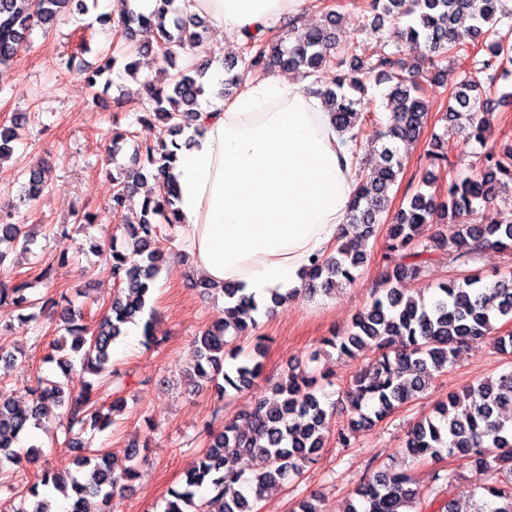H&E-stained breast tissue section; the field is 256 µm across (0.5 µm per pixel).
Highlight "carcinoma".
Segmentation results:
<instances>
[{"instance_id":"obj_1","label":"carcinoma","mask_w":512,"mask_h":512,"mask_svg":"<svg viewBox=\"0 0 512 512\" xmlns=\"http://www.w3.org/2000/svg\"><path fill=\"white\" fill-rule=\"evenodd\" d=\"M89 1L96 2L0 0V68L13 64L34 28L48 32L62 12H88ZM507 2L369 0L372 20L363 21L360 30L375 38L376 45L360 55L346 54L336 42L344 14L331 10L320 22L270 38L248 34L242 46L244 57L224 60V95L241 83L235 72L238 62L254 71L278 66L310 80L307 91L317 94L341 131L376 122L378 157L361 158V182L336 254L314 262L306 274L308 292L313 294L356 284L358 269L366 262L362 239L386 216L387 250L396 255L394 264L372 285L369 303L348 330L322 340L348 361L357 359L367 347L379 352L375 362L355 373L343 391L349 415L336 430V443L350 446L356 433L418 398L426 391L431 373L445 369L471 342L490 336L505 358L507 366L497 377L436 402L403 440L405 453L419 461L445 452L467 461L475 475V488L482 490L470 512H512V482L508 480L512 476V333L491 336L496 323L512 319V287L504 276L488 282L480 272L471 271L439 284L427 302L409 294L402 284L419 279L438 253L465 263L486 249L512 252V216L491 224L464 223L476 207L489 206L499 192L512 187V140L485 151L478 164L467 166L468 174L451 176L446 191L439 193L434 190L439 176L465 160L460 155L456 162H449L448 145L434 137L425 153L428 169L421 183L393 214L389 190L404 169L399 144L417 142L427 127L431 109L419 78L424 75L440 82L442 63H462L442 119L458 127L464 144L486 140L489 116L512 98V92L491 97L497 80L512 73V7ZM158 3L154 11L145 13L125 0L117 25L131 42L136 30L151 31L161 56L154 57V77L140 82L135 91L121 92L113 98V107L123 112L130 98H140L142 110L136 121L159 128L160 135L152 143H134L133 166L118 167L111 176L109 208L114 215L128 208L133 185L139 181L152 178L158 191L145 196L137 221L125 225L122 242L96 246L116 284L107 312L92 326L81 311L63 304L65 295L48 293L33 300L29 282L0 273V309L16 314L22 325L35 318L27 313L34 307L57 317L66 336L55 348H68L77 357L75 362L59 360L65 371L78 375L76 387L39 377L29 389L27 403L21 405L0 386V473L23 460L38 462L42 445L34 432L51 418L63 427L64 447L78 452L68 465L42 470L27 488L35 499L32 512H50L48 497L55 491L68 495L70 512H106L112 498L139 478L146 463L137 450L127 451L120 459L89 451L82 435L89 427L107 429L113 423L112 414L124 407L122 398L105 406L101 389L123 382V373L112 365L111 351L113 342L124 334L125 324L144 320L145 344L158 343L151 331L149 300L167 258L153 247L155 224H177L172 174L176 137L200 118L196 106L204 93L209 62L179 68L173 74L169 68L175 67L178 50L201 46L206 26L194 17L172 12L171 0ZM386 20L391 25L387 37L382 34ZM409 46L420 49L413 63L405 53ZM143 56L139 47L136 55L123 60L125 72L134 79ZM117 63V57L106 54L80 76L90 88L103 85L106 93L112 85L108 75ZM480 73L486 82L476 80ZM373 84L387 86L390 115L384 122L371 108L368 89ZM15 128L14 124L0 125V167L12 155ZM45 183L44 166L30 167L20 202H37ZM12 219V214L0 213V267L18 248L25 255L32 252L33 233ZM426 224L439 229L424 240L420 231ZM222 296L223 314L193 339L194 361L187 376L214 388L220 400L230 390H249L252 400L222 429H208L196 464L187 471L182 487L169 491L164 512H258L257 503L265 495L282 490L319 459L330 434L333 413L318 387V379H326V374L291 365L273 385L271 395L257 392L263 345L257 343L255 355L246 356L238 339L258 328L254 314L259 304L233 285L224 286ZM245 457L261 462L250 475L240 468ZM415 484L416 477L408 470L367 473L356 484L346 512H421ZM199 490L207 497L197 498ZM289 512H323L321 497L310 494L297 499Z\"/></svg>"}]
</instances>
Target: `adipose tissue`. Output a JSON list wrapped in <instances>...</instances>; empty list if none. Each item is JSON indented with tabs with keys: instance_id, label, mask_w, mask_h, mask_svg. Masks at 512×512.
Wrapping results in <instances>:
<instances>
[{
	"instance_id": "1",
	"label": "adipose tissue",
	"mask_w": 512,
	"mask_h": 512,
	"mask_svg": "<svg viewBox=\"0 0 512 512\" xmlns=\"http://www.w3.org/2000/svg\"><path fill=\"white\" fill-rule=\"evenodd\" d=\"M231 37L300 14L306 0H176ZM177 150V230L214 285L256 299L303 289L313 259L333 254L358 188L356 147L318 96L283 75L247 77L221 109L203 107Z\"/></svg>"
}]
</instances>
